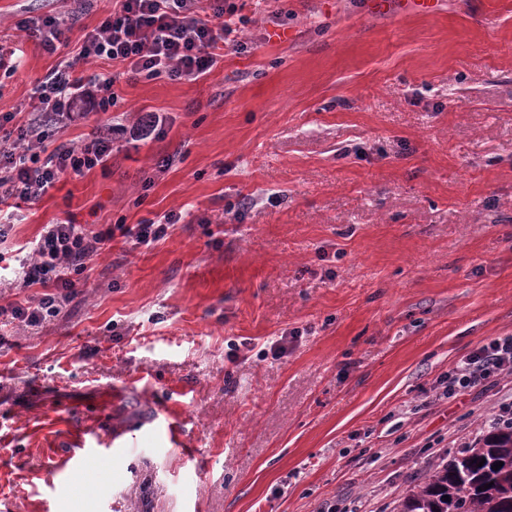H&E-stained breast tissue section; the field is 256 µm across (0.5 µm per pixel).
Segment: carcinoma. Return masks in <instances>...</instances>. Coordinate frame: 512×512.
Listing matches in <instances>:
<instances>
[{"instance_id": "obj_1", "label": "carcinoma", "mask_w": 512, "mask_h": 512, "mask_svg": "<svg viewBox=\"0 0 512 512\" xmlns=\"http://www.w3.org/2000/svg\"><path fill=\"white\" fill-rule=\"evenodd\" d=\"M483 466H478L480 460ZM503 466L497 470V462ZM492 484L486 489L484 485ZM450 500H443V496ZM397 512H512V427L495 426L460 455L432 466Z\"/></svg>"}]
</instances>
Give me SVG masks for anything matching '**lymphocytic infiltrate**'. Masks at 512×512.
Wrapping results in <instances>:
<instances>
[{
  "instance_id": "1",
  "label": "lymphocytic infiltrate",
  "mask_w": 512,
  "mask_h": 512,
  "mask_svg": "<svg viewBox=\"0 0 512 512\" xmlns=\"http://www.w3.org/2000/svg\"><path fill=\"white\" fill-rule=\"evenodd\" d=\"M240 10L238 0H115L114 8L83 32L76 60L107 59L132 77L196 80L212 71L225 49H244L238 27L230 22ZM75 62H60L35 87L34 117L0 115V132L16 143L15 149L0 152V221L9 219L12 205L39 201L61 176L81 177L105 166L116 136L131 143L163 133L164 119L157 114L131 128L112 123L116 75L78 77ZM92 112L102 123L88 141L48 147V128L80 125ZM110 236V231L94 232L69 220L44 225L35 249L20 259L16 271L23 286H41L40 299L34 305L0 306V317L28 327L58 317L69 301L73 274L84 269ZM511 372L512 336L492 339L456 363L446 394L455 396Z\"/></svg>"
}]
</instances>
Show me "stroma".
<instances>
[{"mask_svg":"<svg viewBox=\"0 0 512 512\" xmlns=\"http://www.w3.org/2000/svg\"><path fill=\"white\" fill-rule=\"evenodd\" d=\"M242 2L246 51L117 82L113 121L163 113L162 138L4 228L10 252L69 217L182 215L152 248L102 243L59 317L0 323V512H395L512 405V375L442 395L512 336V0ZM112 6L0 0V44L23 42L0 113L76 54L23 21L75 40ZM22 28L27 37L38 40L41 48L49 54H55L61 47H67L69 44V37L65 36V31L71 28H68L59 17L46 16L26 21Z\"/></svg>","mask_w":512,"mask_h":512,"instance_id":"1","label":"stroma"}]
</instances>
